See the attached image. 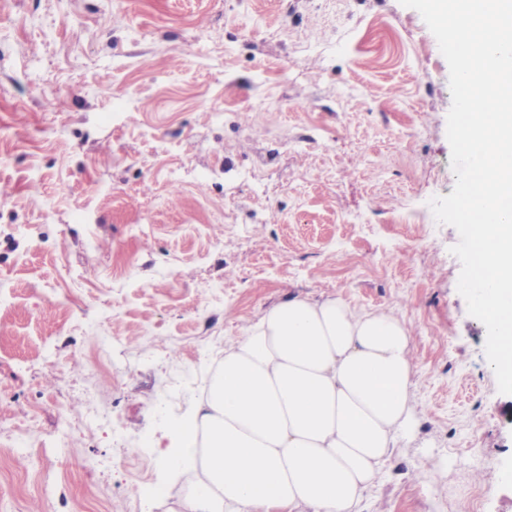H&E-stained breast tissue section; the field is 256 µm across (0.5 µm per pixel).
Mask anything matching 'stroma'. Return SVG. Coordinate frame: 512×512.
Instances as JSON below:
<instances>
[{
  "label": "stroma",
  "instance_id": "1",
  "mask_svg": "<svg viewBox=\"0 0 512 512\" xmlns=\"http://www.w3.org/2000/svg\"><path fill=\"white\" fill-rule=\"evenodd\" d=\"M451 104L399 0H0V512H181L174 423L294 295L412 328L418 421L359 512H512V395L429 206Z\"/></svg>",
  "mask_w": 512,
  "mask_h": 512
}]
</instances>
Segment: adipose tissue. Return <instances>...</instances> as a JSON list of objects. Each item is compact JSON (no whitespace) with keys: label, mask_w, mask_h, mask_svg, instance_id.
I'll list each match as a JSON object with an SVG mask.
<instances>
[{"label":"adipose tissue","mask_w":512,"mask_h":512,"mask_svg":"<svg viewBox=\"0 0 512 512\" xmlns=\"http://www.w3.org/2000/svg\"><path fill=\"white\" fill-rule=\"evenodd\" d=\"M411 330L394 309L297 295L229 348L204 407L174 429L182 512H356L417 422Z\"/></svg>","instance_id":"ef3b65f1"}]
</instances>
